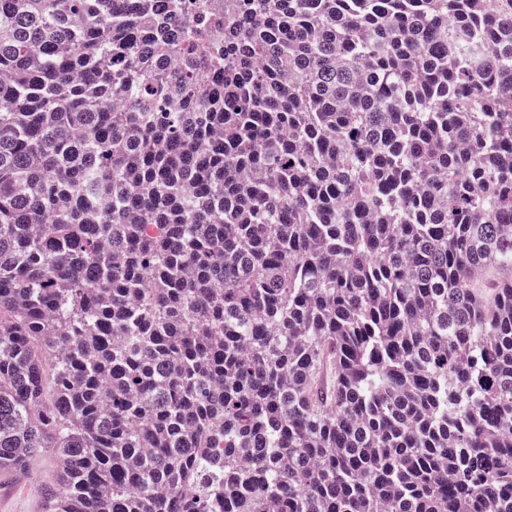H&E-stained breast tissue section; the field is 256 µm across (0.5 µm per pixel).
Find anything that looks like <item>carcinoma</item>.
Masks as SVG:
<instances>
[{
    "label": "carcinoma",
    "instance_id": "obj_1",
    "mask_svg": "<svg viewBox=\"0 0 512 512\" xmlns=\"http://www.w3.org/2000/svg\"><path fill=\"white\" fill-rule=\"evenodd\" d=\"M44 512H512V0H0V472ZM53 455L44 454L21 473H0V512H44L40 488L56 477Z\"/></svg>",
    "mask_w": 512,
    "mask_h": 512
}]
</instances>
